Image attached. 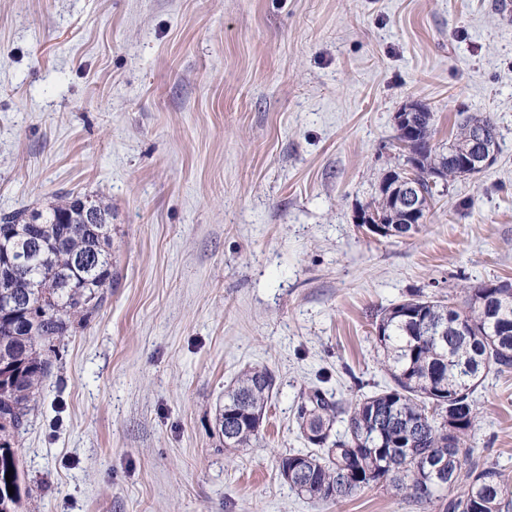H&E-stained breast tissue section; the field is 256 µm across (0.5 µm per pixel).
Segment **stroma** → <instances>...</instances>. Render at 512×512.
<instances>
[{
	"mask_svg": "<svg viewBox=\"0 0 512 512\" xmlns=\"http://www.w3.org/2000/svg\"><path fill=\"white\" fill-rule=\"evenodd\" d=\"M416 102L435 148L482 112L499 153L413 236L365 233ZM68 191L112 209V291L14 445L23 512H327L275 469L301 393L389 386L372 323L411 291L512 281V0H0V213ZM251 366L276 385L228 450ZM473 400L512 475V372ZM337 512L420 510L372 486ZM274 387V374L266 367L255 366L243 370L235 385L224 392L218 425L225 448H251L259 440Z\"/></svg>",
	"mask_w": 512,
	"mask_h": 512,
	"instance_id": "1",
	"label": "stroma"
}]
</instances>
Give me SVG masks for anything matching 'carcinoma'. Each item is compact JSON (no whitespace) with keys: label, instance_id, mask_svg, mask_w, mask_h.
Returning a JSON list of instances; mask_svg holds the SVG:
<instances>
[{"label":"carcinoma","instance_id":"carcinoma-1","mask_svg":"<svg viewBox=\"0 0 512 512\" xmlns=\"http://www.w3.org/2000/svg\"><path fill=\"white\" fill-rule=\"evenodd\" d=\"M408 116L414 137L403 151L428 205L437 172L449 181L463 176L448 155L468 146L474 129L500 144L491 119L469 113L448 149L438 152L431 144L432 113L414 104ZM83 204L80 195L67 192L44 211L0 213V245L25 261L16 274L0 277V294L12 299L0 309V512H20L28 495L11 439L47 377L50 359L43 351L86 322L112 287V211L95 205L96 222L87 224ZM366 209L389 236L419 231L403 223L386 193ZM463 293L458 306L414 291L380 312L373 339L392 379L386 389L347 404L318 387L301 394L299 434L306 442L311 435L320 441L275 461L278 475L294 472L288 485L297 495L330 507L380 484L423 510L437 503L442 512H512V478L475 458L470 442L473 393L489 373L512 371V282L491 281ZM274 387V374L255 366L224 391L218 417L224 447L249 448L259 440ZM340 417L344 432L333 439Z\"/></svg>","mask_w":512,"mask_h":512}]
</instances>
